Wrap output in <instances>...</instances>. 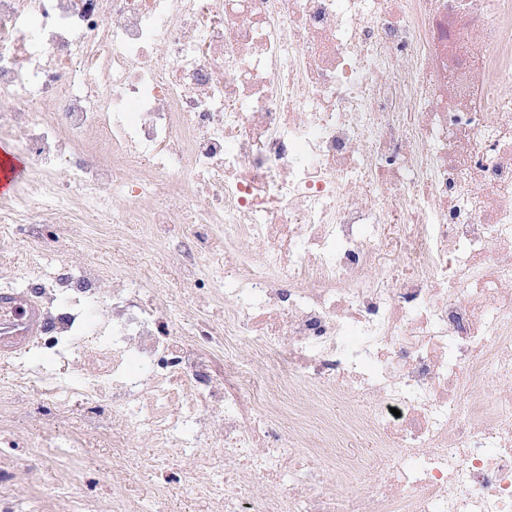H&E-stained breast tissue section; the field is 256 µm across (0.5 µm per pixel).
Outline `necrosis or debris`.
I'll list each match as a JSON object with an SVG mask.
<instances>
[{
	"label": "necrosis or debris",
	"instance_id": "necrosis-or-debris-1",
	"mask_svg": "<svg viewBox=\"0 0 512 512\" xmlns=\"http://www.w3.org/2000/svg\"><path fill=\"white\" fill-rule=\"evenodd\" d=\"M0 138L57 264L0 312L44 323L0 433L76 412L112 459L0 453V512H141L128 431L200 512H512V0H0ZM75 224L175 286L71 270ZM72 449L84 458L86 466L84 479L88 481L92 487L103 484L106 477L103 473L96 470L95 461L105 452L106 448H101L97 442L89 440L83 445V447Z\"/></svg>",
	"mask_w": 512,
	"mask_h": 512
}]
</instances>
